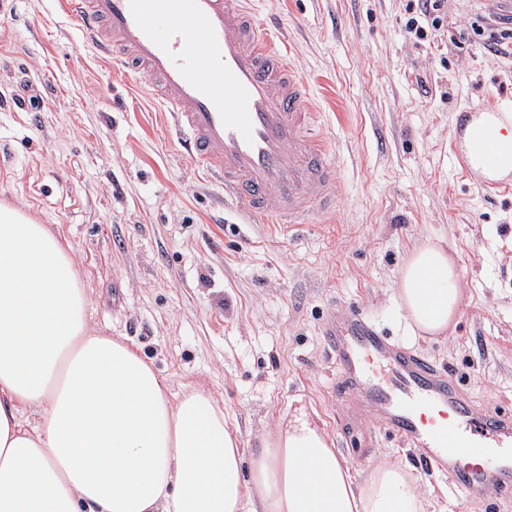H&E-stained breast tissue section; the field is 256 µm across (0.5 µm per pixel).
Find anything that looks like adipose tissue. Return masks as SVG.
Instances as JSON below:
<instances>
[{"label":"adipose tissue","instance_id":"ef3b65f1","mask_svg":"<svg viewBox=\"0 0 512 512\" xmlns=\"http://www.w3.org/2000/svg\"><path fill=\"white\" fill-rule=\"evenodd\" d=\"M454 138L476 181L512 180V108L468 113ZM396 301L414 335H446L462 306L455 249L416 246ZM86 305L53 230L1 202L0 512H426L401 467L356 484L302 411L244 456L208 393L172 399L136 349L97 333Z\"/></svg>","mask_w":512,"mask_h":512}]
</instances>
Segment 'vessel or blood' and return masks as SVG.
I'll use <instances>...</instances> for the list:
<instances>
[{
  "mask_svg": "<svg viewBox=\"0 0 512 512\" xmlns=\"http://www.w3.org/2000/svg\"><path fill=\"white\" fill-rule=\"evenodd\" d=\"M111 68L152 87L179 151L247 223L299 232L336 206L337 176L302 72L271 42L250 0H61ZM352 405L418 452L423 469L481 497L512 496V413L477 408L458 383L362 311L327 318Z\"/></svg>",
  "mask_w": 512,
  "mask_h": 512,
  "instance_id": "b4317fda",
  "label": "vessel or blood"
}]
</instances>
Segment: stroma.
Instances as JSON below:
<instances>
[{
	"label": "stroma",
	"instance_id": "stroma-1",
	"mask_svg": "<svg viewBox=\"0 0 512 512\" xmlns=\"http://www.w3.org/2000/svg\"><path fill=\"white\" fill-rule=\"evenodd\" d=\"M407 0H251L278 26L330 139L336 211L298 235L245 224L221 184L181 158L156 95L128 83L84 42L59 0L0 8V202L68 245L91 325L121 337L165 377L173 398L208 392L252 452L305 408L366 484L397 463L428 512H512L426 472L414 449L339 399L327 317L355 307L459 380L489 411L512 410V181H473L454 122L512 102V60L480 37L458 40L485 0H448V34L407 32ZM39 107L18 101L21 82ZM123 100L119 110L105 106ZM453 245L463 304L448 337L411 335L397 272L424 239Z\"/></svg>",
	"mask_w": 512,
	"mask_h": 512
}]
</instances>
